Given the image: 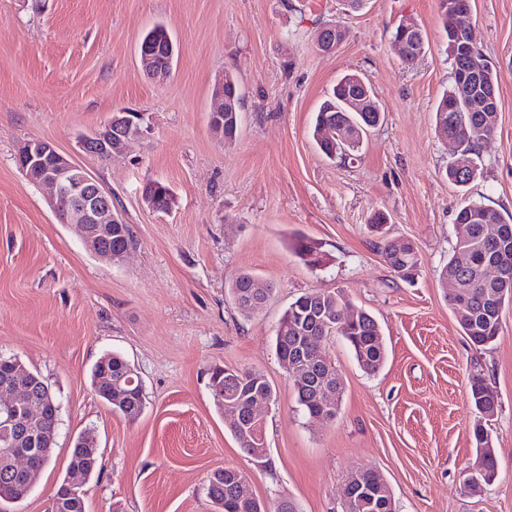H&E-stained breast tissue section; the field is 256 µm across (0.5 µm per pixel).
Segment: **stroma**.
I'll list each match as a JSON object with an SVG mask.
<instances>
[{"mask_svg":"<svg viewBox=\"0 0 512 512\" xmlns=\"http://www.w3.org/2000/svg\"><path fill=\"white\" fill-rule=\"evenodd\" d=\"M470 5L475 40L497 66L499 109L482 174L461 192L445 176L453 146L435 130L451 76L439 0H365L355 11L343 0H0V356L38 373L61 404L51 460L10 512H48L84 432L98 443V470L83 486L88 512H211L204 485L224 467L248 474L267 506L289 498L300 512H341L344 480L362 468L384 476L395 512H512V303L495 342L475 349L441 275L462 206L512 214V0ZM336 21L343 42L320 52L315 31ZM406 21L428 36L412 64L391 42ZM158 24L175 46L162 82L138 59ZM228 71L243 95L229 142L209 123ZM348 73L371 84L384 119L360 159L332 162L312 121ZM121 110L144 113L149 133L112 159L80 152L78 136ZM31 139L53 142L111 193L137 240L123 263L86 251L19 171L15 152ZM152 181L171 189L169 211L144 201ZM378 212L389 218L379 233L369 224ZM299 238L321 244L322 267L293 255ZM385 238L416 245L413 282L384 263ZM242 271L270 289L249 315L228 292ZM313 289L343 291L351 312L374 315L386 348L370 374L341 336L325 340L344 385L327 422L302 413L274 344L289 303ZM110 352L142 381L136 421L92 391L91 368ZM214 365L262 371L275 389L261 410L265 458L246 454L216 409ZM474 372L499 394L493 417L470 400ZM479 421L497 477L471 494L460 481L476 461Z\"/></svg>","mask_w":512,"mask_h":512,"instance_id":"obj_1","label":"stroma"}]
</instances>
